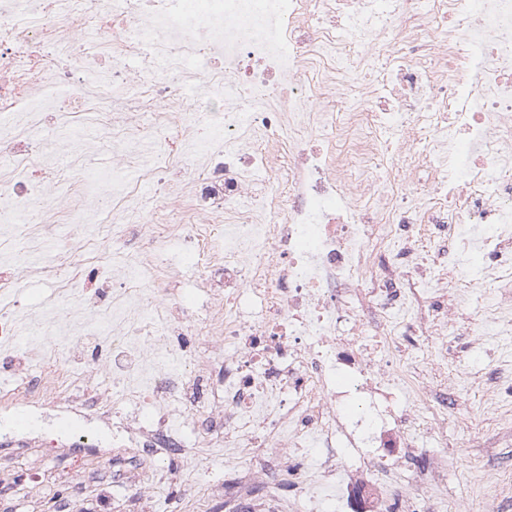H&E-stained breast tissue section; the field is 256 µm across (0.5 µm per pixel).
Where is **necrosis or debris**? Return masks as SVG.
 I'll use <instances>...</instances> for the list:
<instances>
[{
	"label": "necrosis or debris",
	"instance_id": "obj_1",
	"mask_svg": "<svg viewBox=\"0 0 512 512\" xmlns=\"http://www.w3.org/2000/svg\"><path fill=\"white\" fill-rule=\"evenodd\" d=\"M197 86L226 96L188 105ZM451 330L512 335V0H0L6 401L103 427L145 408L125 512H148L143 469L177 482L157 460L200 448L250 465L234 496L191 485L198 512H442ZM83 450L53 439L33 489L110 478Z\"/></svg>",
	"mask_w": 512,
	"mask_h": 512
}]
</instances>
